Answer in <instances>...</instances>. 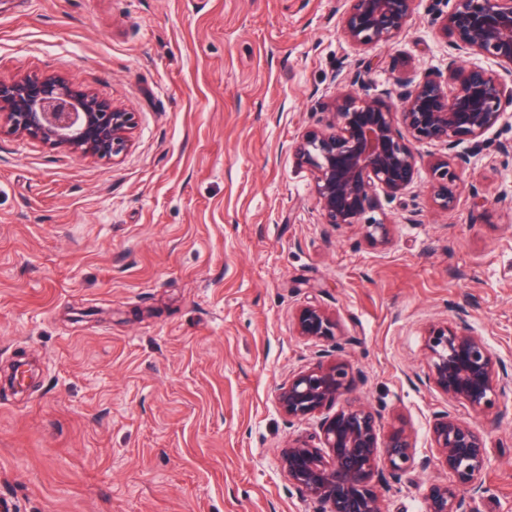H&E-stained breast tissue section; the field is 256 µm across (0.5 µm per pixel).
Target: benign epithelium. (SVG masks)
Wrapping results in <instances>:
<instances>
[{"instance_id":"obj_1","label":"benign epithelium","mask_w":512,"mask_h":512,"mask_svg":"<svg viewBox=\"0 0 512 512\" xmlns=\"http://www.w3.org/2000/svg\"><path fill=\"white\" fill-rule=\"evenodd\" d=\"M342 18L346 39L357 48L388 43L407 26L415 0H348ZM438 33L450 48L493 59L512 73V0H452L440 16ZM338 88L323 107L333 121L307 131L294 152L312 175L317 206L326 223L359 224L376 247L391 240V226L374 216L379 194L393 201L413 182L416 157L410 143L438 144L447 159L431 166L430 184L438 204H456V171L451 160L469 141L478 149L485 135L512 107V82L473 65L450 64L448 72L404 82L395 106L351 87ZM135 113L78 89L55 75L0 82V136L28 137L71 154L111 159L130 146ZM298 335L313 340L337 336L336 314L317 305L296 315ZM427 382L449 401L480 413L512 390V372L477 336L461 312L455 321L431 328ZM353 385L344 361L317 363L278 389L277 400L290 420L313 416L347 399ZM380 416L369 405L346 403L320 424L319 444L303 436L282 449L279 463L288 482L317 512H383L380 490L393 480H412L429 460L416 456L404 426L380 436ZM431 447L448 470L450 482L432 484L426 512H466L465 499L486 492L481 473L488 459L486 436L475 421L450 412L430 425Z\"/></svg>"}]
</instances>
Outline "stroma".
<instances>
[{
	"label": "stroma",
	"instance_id": "obj_1",
	"mask_svg": "<svg viewBox=\"0 0 512 512\" xmlns=\"http://www.w3.org/2000/svg\"><path fill=\"white\" fill-rule=\"evenodd\" d=\"M446 2L359 50L347 0H0V82L62 75L136 118L113 161L0 139V369H34L23 395L0 379L7 512H315L279 454L333 411L288 420L277 390L338 357L353 398L430 459L384 512H425L448 481L442 411L487 438L468 512H512V393L477 417L423 381L428 330L462 310L512 368V107L460 145L451 209L429 190L443 149L414 144L412 185L379 202L384 248L325 223L292 150L339 78L376 93L447 72ZM312 301L336 341L298 336Z\"/></svg>",
	"mask_w": 512,
	"mask_h": 512
}]
</instances>
